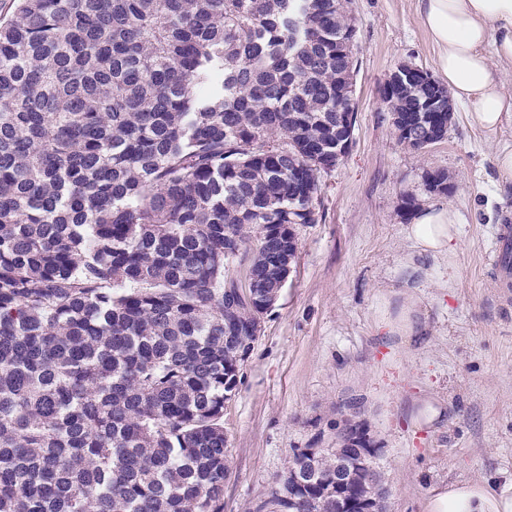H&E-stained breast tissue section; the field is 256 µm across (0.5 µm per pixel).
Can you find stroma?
<instances>
[{
    "label": "stroma",
    "instance_id": "obj_1",
    "mask_svg": "<svg viewBox=\"0 0 512 512\" xmlns=\"http://www.w3.org/2000/svg\"><path fill=\"white\" fill-rule=\"evenodd\" d=\"M357 29L353 143L322 174L318 221L296 228L288 280L261 320L224 408V512H254L297 448H338L355 433L380 452L386 512H426L433 489L512 479V287L488 263L512 225V184L497 135L455 109L446 137L400 143L381 89L399 65L435 68L416 0H349ZM448 177L444 193L425 177ZM416 206L460 217L454 257L419 253L405 229ZM415 302L419 330L387 319Z\"/></svg>",
    "mask_w": 512,
    "mask_h": 512
}]
</instances>
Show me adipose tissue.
I'll list each match as a JSON object with an SVG mask.
<instances>
[{
  "mask_svg": "<svg viewBox=\"0 0 512 512\" xmlns=\"http://www.w3.org/2000/svg\"><path fill=\"white\" fill-rule=\"evenodd\" d=\"M417 13L436 50V68L451 102L478 126L512 128V87L498 74L512 67V0H417ZM459 217L452 207L416 210L407 235L424 253L457 250ZM427 512H512V482L500 490L475 483L434 489Z\"/></svg>",
  "mask_w": 512,
  "mask_h": 512,
  "instance_id": "adipose-tissue-1",
  "label": "adipose tissue"
}]
</instances>
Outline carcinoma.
<instances>
[{
    "label": "carcinoma",
    "mask_w": 512,
    "mask_h": 512,
    "mask_svg": "<svg viewBox=\"0 0 512 512\" xmlns=\"http://www.w3.org/2000/svg\"><path fill=\"white\" fill-rule=\"evenodd\" d=\"M355 34L341 0H12L0 512H224V401L353 136ZM387 82L399 141H441L447 90ZM301 458L256 512H336L319 450L288 502Z\"/></svg>",
    "instance_id": "obj_1"
}]
</instances>
